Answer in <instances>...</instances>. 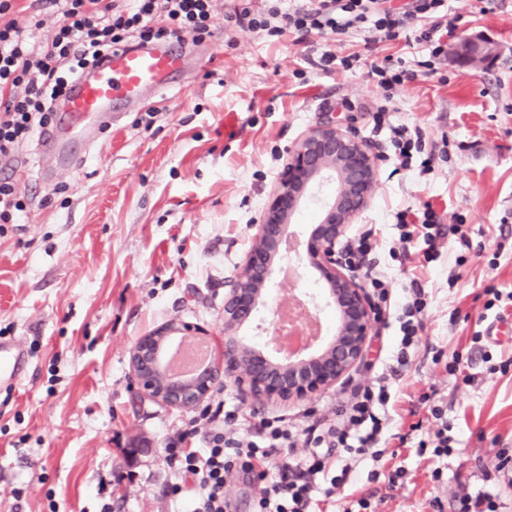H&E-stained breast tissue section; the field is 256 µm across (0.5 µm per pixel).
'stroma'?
<instances>
[{"instance_id": "stroma-1", "label": "stroma", "mask_w": 512, "mask_h": 512, "mask_svg": "<svg viewBox=\"0 0 512 512\" xmlns=\"http://www.w3.org/2000/svg\"><path fill=\"white\" fill-rule=\"evenodd\" d=\"M236 0H214V33L184 42L180 89L154 94L96 134L82 161L50 178L36 144L19 146L13 176L27 212L0 226V335L19 341L31 368L11 394L0 391V512H183L167 494L162 450L185 412L137 397L132 343L179 319L224 334V285L243 256L289 149L320 122L352 129L380 154L370 206L351 233L371 232V266L388 268L395 291L418 279L430 309L422 350L406 368L392 360L393 329L374 323L349 384L262 409L227 390L241 415L258 423L282 416L333 417L358 385L390 371L391 413L407 442L397 456L353 467L348 484L321 497L316 512H344L365 496L375 512H458L460 497L488 496L512 512V483L500 478L512 457V0L482 14L470 0H448V43L484 35L504 48L475 68L444 58L396 94L394 122L419 127L425 150L444 146L430 173L397 168L386 131L373 128L381 96L366 68L330 74L310 68L311 40H268L231 32ZM17 20L32 43L52 37L59 13L48 0H20ZM235 47H227V36ZM306 71L298 79L296 71ZM152 114L151 128L137 121ZM65 193H57L58 185ZM431 204L451 225L463 216L470 249L444 243L436 262L393 258L394 216ZM502 294L485 309L483 290ZM323 282L288 259L266 308L244 330L266 343L278 303L318 297ZM481 334L472 343L473 334ZM443 350L442 363L431 360ZM461 355L456 374L445 364ZM444 409L456 444L450 456L419 455L422 433L409 415L423 394ZM403 467L399 485L373 482L371 470Z\"/></svg>"}]
</instances>
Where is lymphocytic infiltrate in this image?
Instances as JSON below:
<instances>
[{"instance_id":"lymphocytic-infiltrate-1","label":"lymphocytic infiltrate","mask_w":512,"mask_h":512,"mask_svg":"<svg viewBox=\"0 0 512 512\" xmlns=\"http://www.w3.org/2000/svg\"><path fill=\"white\" fill-rule=\"evenodd\" d=\"M63 2L61 24L50 40L36 46L15 17V0H0L1 163H10L19 145L50 123L53 104L67 83L103 54L134 38L150 42L189 34L199 43L212 34L213 0H134L129 9L114 0ZM447 17L446 0H412L399 11L384 7L383 0H308L307 6L292 9L283 8L282 0H266L262 8L243 6L231 22L266 38L290 32L324 38L327 47L317 66L325 72L359 65L358 54L343 53L344 35L359 33L369 46L413 41L427 47L429 57L420 67L431 73L445 52ZM369 75L383 91L373 122L387 129L393 155L402 168L416 162L422 172L431 171L430 159L419 156L420 129L391 120L394 92L413 79L415 70L388 54L372 63ZM395 219L401 248L422 240L423 263L435 261L440 217L432 206L398 211ZM367 277L377 308L388 312L396 326L393 357L398 366H408L420 351L428 294L414 279L403 295H396L383 270H368ZM391 395V385L378 376L359 386L334 418L318 426L280 416L262 419L256 430L240 418L235 404L217 401L212 412L191 417L167 441L163 454L173 475L168 494L186 500L188 512H229L225 486L232 476L243 474L260 483L254 512H313L318 493L329 496L346 484L351 461L383 456ZM199 435L205 447H192ZM300 445L306 452L299 457L295 450ZM335 452L346 460L336 473L330 464Z\"/></svg>"}]
</instances>
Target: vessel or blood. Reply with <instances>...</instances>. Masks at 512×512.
Masks as SVG:
<instances>
[{"instance_id":"b4317fda","label":"vessel or blood","mask_w":512,"mask_h":512,"mask_svg":"<svg viewBox=\"0 0 512 512\" xmlns=\"http://www.w3.org/2000/svg\"><path fill=\"white\" fill-rule=\"evenodd\" d=\"M185 46L168 43L127 45L72 82L54 104V119L37 140L39 157L54 159L58 169L78 163L76 142L92 131L111 127L121 112L140 103L144 89L159 93L180 83ZM30 356L21 343L0 339V389L14 388L26 375Z\"/></svg>"}]
</instances>
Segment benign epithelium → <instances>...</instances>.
Instances as JSON below:
<instances>
[{
	"label": "benign epithelium",
	"mask_w": 512,
	"mask_h": 512,
	"mask_svg": "<svg viewBox=\"0 0 512 512\" xmlns=\"http://www.w3.org/2000/svg\"><path fill=\"white\" fill-rule=\"evenodd\" d=\"M500 54V46L481 35L465 39L450 51L453 61L471 66L490 63ZM377 167L374 148L352 130L327 123L300 139L288 152L240 273L225 285L221 356L190 374L172 373L168 359L175 338L211 340L206 330L172 319L139 337L129 350L138 395L191 412L216 387L231 381L244 401L265 408L307 399L348 379L365 356L379 312L337 245L370 205ZM324 182L332 186V195L307 235L304 260L326 285L322 302L336 316L333 332L297 354L282 353L274 337V346L258 348L242 331L267 306L274 274L294 239L292 215L313 187Z\"/></svg>",
	"instance_id": "obj_1"
}]
</instances>
